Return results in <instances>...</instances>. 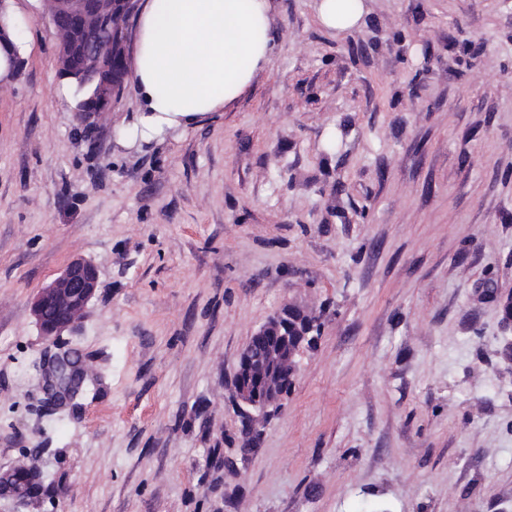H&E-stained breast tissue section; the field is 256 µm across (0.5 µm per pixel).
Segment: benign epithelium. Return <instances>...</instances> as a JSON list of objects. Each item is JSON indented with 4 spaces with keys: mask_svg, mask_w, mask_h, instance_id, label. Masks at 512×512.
Returning a JSON list of instances; mask_svg holds the SVG:
<instances>
[{
    "mask_svg": "<svg viewBox=\"0 0 512 512\" xmlns=\"http://www.w3.org/2000/svg\"><path fill=\"white\" fill-rule=\"evenodd\" d=\"M139 0H44V14L62 35L61 75L102 101L115 95L128 77L130 37L125 23L135 16ZM98 287V272L88 260L72 259L36 296L32 311L42 336L57 339L74 327ZM322 322L313 311L290 302L269 316L239 351L234 390L243 431L249 434L282 406L284 393L271 380L272 360L288 367L295 384L303 344L313 342Z\"/></svg>",
    "mask_w": 512,
    "mask_h": 512,
    "instance_id": "1",
    "label": "benign epithelium"
}]
</instances>
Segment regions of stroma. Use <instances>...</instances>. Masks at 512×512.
Returning <instances> with one entry per match:
<instances>
[{"mask_svg":"<svg viewBox=\"0 0 512 512\" xmlns=\"http://www.w3.org/2000/svg\"><path fill=\"white\" fill-rule=\"evenodd\" d=\"M323 28L272 0L267 69L222 111L142 135L127 82L74 112L41 0H11L0 86V512H512V0H364ZM98 270L56 345L32 303ZM320 315L256 441L238 353L288 300ZM80 394L46 412L48 362Z\"/></svg>","mask_w":512,"mask_h":512,"instance_id":"stroma-1","label":"stroma"}]
</instances>
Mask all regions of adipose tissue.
Segmentation results:
<instances>
[{
  "instance_id": "obj_1",
  "label": "adipose tissue",
  "mask_w": 512,
  "mask_h": 512,
  "mask_svg": "<svg viewBox=\"0 0 512 512\" xmlns=\"http://www.w3.org/2000/svg\"><path fill=\"white\" fill-rule=\"evenodd\" d=\"M364 11V0H319L317 19L345 32ZM271 13V0H146L133 63L143 128L188 124L239 96L270 60Z\"/></svg>"
}]
</instances>
